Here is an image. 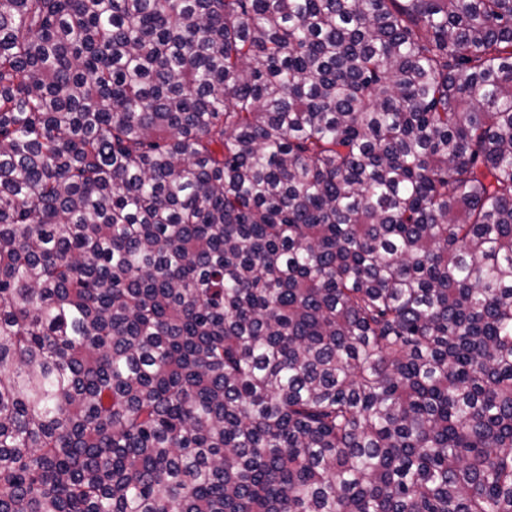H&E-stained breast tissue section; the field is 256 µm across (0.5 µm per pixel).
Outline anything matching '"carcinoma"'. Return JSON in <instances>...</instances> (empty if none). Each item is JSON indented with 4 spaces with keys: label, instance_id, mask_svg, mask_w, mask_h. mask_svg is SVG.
<instances>
[{
    "label": "carcinoma",
    "instance_id": "1",
    "mask_svg": "<svg viewBox=\"0 0 512 512\" xmlns=\"http://www.w3.org/2000/svg\"><path fill=\"white\" fill-rule=\"evenodd\" d=\"M0 512H512V0H0Z\"/></svg>",
    "mask_w": 512,
    "mask_h": 512
}]
</instances>
